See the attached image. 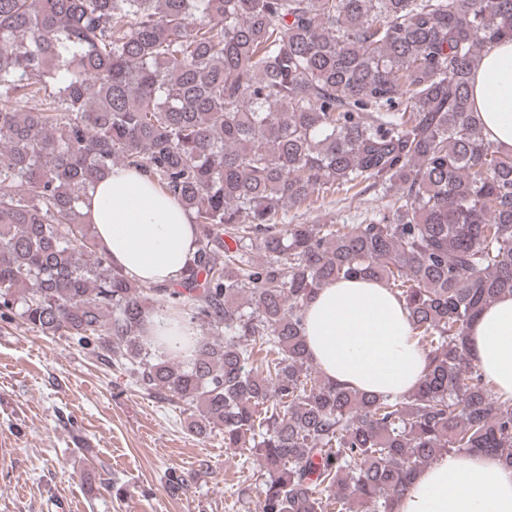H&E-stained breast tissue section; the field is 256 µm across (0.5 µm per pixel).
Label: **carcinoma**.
Masks as SVG:
<instances>
[{"mask_svg":"<svg viewBox=\"0 0 512 512\" xmlns=\"http://www.w3.org/2000/svg\"><path fill=\"white\" fill-rule=\"evenodd\" d=\"M505 40L512 0H0V321L93 347L251 452L257 512H394L443 455L512 466V400L467 348L512 295V156L471 97ZM118 164L198 225L173 284L112 266L81 212ZM369 190L386 203L360 224L288 223ZM357 277L408 310L409 395L312 362L305 304ZM158 312L205 334L161 350Z\"/></svg>","mask_w":512,"mask_h":512,"instance_id":"carcinoma-1","label":"carcinoma"}]
</instances>
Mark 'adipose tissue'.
I'll return each mask as SVG.
<instances>
[{"mask_svg":"<svg viewBox=\"0 0 512 512\" xmlns=\"http://www.w3.org/2000/svg\"><path fill=\"white\" fill-rule=\"evenodd\" d=\"M472 83L486 139L512 154V41L482 57ZM83 211L113 265L139 281L175 283L195 252L190 214L142 170L113 168ZM305 335L314 364L340 385L404 396L425 373L403 302L375 280L318 289L306 305ZM468 342L474 364L498 395L512 398V295L484 308ZM395 512H512V468L493 455H444L416 474Z\"/></svg>","mask_w":512,"mask_h":512,"instance_id":"ef3b65f1","label":"adipose tissue"}]
</instances>
